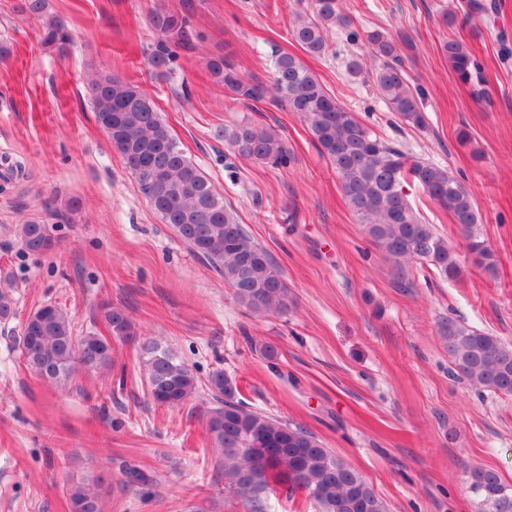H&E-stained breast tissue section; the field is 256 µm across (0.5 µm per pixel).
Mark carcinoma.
I'll use <instances>...</instances> for the list:
<instances>
[{"mask_svg": "<svg viewBox=\"0 0 512 512\" xmlns=\"http://www.w3.org/2000/svg\"><path fill=\"white\" fill-rule=\"evenodd\" d=\"M497 0H463L457 11L443 15L454 24L458 15L469 19L498 12ZM157 42L148 64L159 76L175 67L176 47L190 45V20L180 8L165 5L149 14ZM349 45H361L377 62L367 69L364 57L348 62L350 72L371 81L389 111L401 123L417 129L427 126L425 92L412 82L407 57L385 28L359 30L341 12L340 0H311L298 12L288 33L308 55L321 57L333 46L330 35ZM70 40L65 22L45 21L41 37L47 47H62ZM444 55L464 85L481 78L482 64L466 43L444 42ZM217 83L250 101L268 96L297 114L315 145L327 158L339 180L349 210L364 224L368 239L392 261L397 282L405 285V263L417 261L439 275L458 280L463 270L457 252L427 223L410 202L403 183L412 180L465 236L473 265L487 277L498 275L497 253L475 231L481 217L474 197L450 168L427 161H411L405 152L378 137L369 125L328 94L301 59L277 51L272 61L273 81L249 82L223 57L208 61ZM95 118L113 148L121 155L138 188L150 181L144 193L161 221L173 229L191 251L224 278L235 299L254 311L281 314L290 299L279 267L240 224L224 197L178 146L156 111L153 100L139 86L114 75H96L88 82ZM224 142L240 158L285 167L292 155L278 135L251 122L224 127ZM23 249L45 254L55 236L47 224L19 225ZM17 299L0 289V322L13 319ZM109 336L87 333L76 336L68 312L48 303L30 312L18 336L17 347L27 368L48 383L64 386L76 366L88 370L112 368L111 338L134 339L136 333L126 310H104ZM453 365L471 386L496 395H512V344L491 333L450 317L441 322ZM154 405L180 407L204 390L213 400L206 412L209 443L220 455L217 478L224 491L261 512V496L276 484L290 491L304 490L318 512H387V508L359 470L333 455L321 439L304 426L283 422L240 398L235 378L214 370L199 378L172 351L157 341L138 343ZM125 483L146 487L151 478L133 465L123 469ZM468 489L484 512H512V488L491 469L473 467L467 473ZM71 512H100L97 482L73 483L67 489Z\"/></svg>", "mask_w": 512, "mask_h": 512, "instance_id": "cac0c4a2", "label": "carcinoma"}]
</instances>
